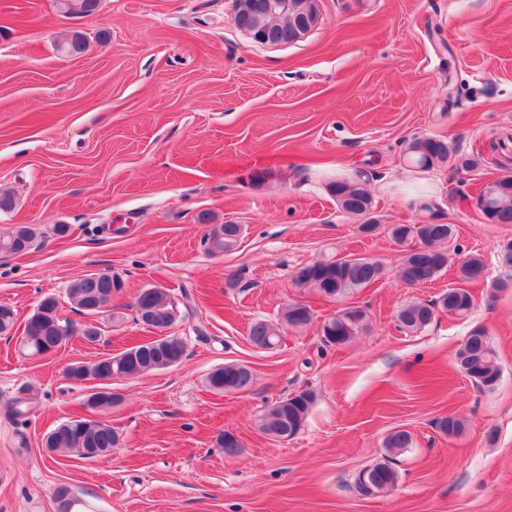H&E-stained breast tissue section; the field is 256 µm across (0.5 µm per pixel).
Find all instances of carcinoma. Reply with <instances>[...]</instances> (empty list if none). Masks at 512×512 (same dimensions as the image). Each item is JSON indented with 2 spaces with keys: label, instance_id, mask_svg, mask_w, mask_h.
Masks as SVG:
<instances>
[{
  "label": "carcinoma",
  "instance_id": "cac0c4a2",
  "mask_svg": "<svg viewBox=\"0 0 512 512\" xmlns=\"http://www.w3.org/2000/svg\"><path fill=\"white\" fill-rule=\"evenodd\" d=\"M58 9L71 16L88 17L95 14L100 0H57ZM255 0H233V24L249 32L258 43L280 45L296 42L318 24L317 0H288V8L276 12H260ZM408 161L417 169L426 171L454 158L458 172H472L481 166L480 154L451 153L448 142L443 139L422 137L414 139L407 148ZM336 204L352 217L361 219L358 230L370 234L379 228L373 212V198L367 181L356 175L338 178L329 184ZM480 213L491 224H512V171L504 173L483 186L476 197ZM241 225L226 222L214 225L204 236L203 243L213 254H222L234 249L241 238ZM391 238L402 243L418 239L419 245L403 258L398 279L410 286L419 287L435 281L456 267L457 285L448 288L435 300L411 301L397 312L399 329L406 333H417L430 325L437 313L455 317H466L473 308V298L466 284L480 279L486 265L481 255L472 254L464 258L450 247L455 236L452 224H392L388 227ZM18 238L0 241V252L17 254L31 249L37 228L33 224H22ZM383 275L382 264L368 257L327 256L301 268L295 277L297 284L312 286L328 297L343 298L359 288H365ZM124 284L113 279H100L93 284L89 276L72 280L66 297L77 312L92 317L89 309L101 315L112 308V297ZM137 321L151 328L164 326L168 332L145 340L122 352L106 355L93 363L74 362L64 371L66 379L80 382L89 378H128L165 370L177 365L185 353L181 337L169 333L177 320V311L166 289L155 287L139 293L133 304ZM313 319L311 309L300 302L289 304L281 319L273 323L258 319L249 326L250 342L261 349H272L281 339L282 332L289 328L308 325ZM368 314L358 306L340 309L325 319L321 336L328 345L337 347L351 342L368 330ZM16 312L8 304L0 303V335L10 334L15 328ZM88 345H97L102 340L101 331L94 336L83 335L71 320L60 314L59 302L53 296L43 297L25 324L20 336L21 351L30 357L47 356L57 352L74 339ZM456 365L470 381L483 387L497 384L501 376L495 354L487 341L486 332L477 327L469 333L455 355ZM253 382L249 368L236 363H227L213 370L207 377V386L214 392H245ZM314 403V394L308 390L291 394L268 405L261 414L258 427L271 439L282 440L302 429ZM440 431L450 437L461 435L466 427L463 419L450 415L439 421ZM119 436L108 423L95 418L79 417L59 424L43 438L46 453L93 459L106 456L118 446ZM411 436L405 430L389 433L384 440L385 458L371 472V491L368 496H378L393 490L398 481V472L392 466L394 458L409 447ZM218 447L227 456H236L242 451L238 436L230 431L220 433L216 439ZM57 512H73L78 498L71 488L61 484L54 490Z\"/></svg>",
  "mask_w": 512,
  "mask_h": 512
}]
</instances>
